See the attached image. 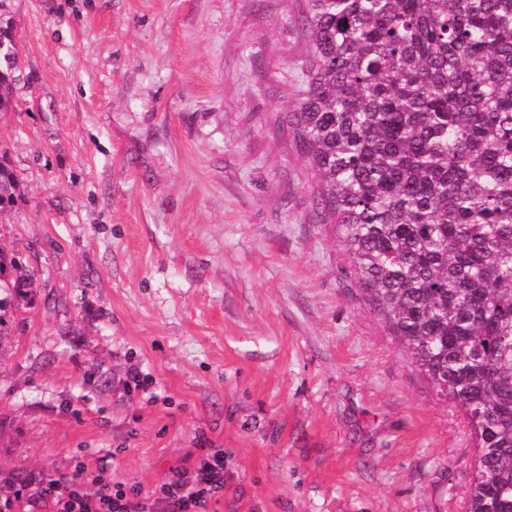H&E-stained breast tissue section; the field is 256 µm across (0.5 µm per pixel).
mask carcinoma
<instances>
[{"mask_svg": "<svg viewBox=\"0 0 512 512\" xmlns=\"http://www.w3.org/2000/svg\"><path fill=\"white\" fill-rule=\"evenodd\" d=\"M284 120L371 305L467 416L466 512H512V0H306ZM19 65L0 0V114ZM17 196L0 155V211ZM37 277L0 249V340Z\"/></svg>", "mask_w": 512, "mask_h": 512, "instance_id": "obj_1", "label": "carcinoma"}]
</instances>
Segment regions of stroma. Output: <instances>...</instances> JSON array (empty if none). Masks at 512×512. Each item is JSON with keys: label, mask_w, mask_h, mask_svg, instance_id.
<instances>
[{"label": "stroma", "mask_w": 512, "mask_h": 512, "mask_svg": "<svg viewBox=\"0 0 512 512\" xmlns=\"http://www.w3.org/2000/svg\"><path fill=\"white\" fill-rule=\"evenodd\" d=\"M304 3L6 0L0 246L44 283L0 350V487L106 455L146 497L205 446L217 512H465L469 423L367 301L282 121ZM0 1V114L13 110L12 89L20 70L14 51L13 27ZM17 183L13 172L5 162V157L0 155V211L9 206L17 196Z\"/></svg>", "instance_id": "stroma-1"}]
</instances>
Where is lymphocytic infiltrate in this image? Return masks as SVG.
I'll list each match as a JSON object with an SVG mask.
<instances>
[{
	"mask_svg": "<svg viewBox=\"0 0 512 512\" xmlns=\"http://www.w3.org/2000/svg\"><path fill=\"white\" fill-rule=\"evenodd\" d=\"M105 466L80 468L66 479L23 491L0 488V512H211L224 493V456L201 449L191 479L164 483L152 502L106 482Z\"/></svg>",
	"mask_w": 512,
	"mask_h": 512,
	"instance_id": "1",
	"label": "lymphocytic infiltrate"
}]
</instances>
